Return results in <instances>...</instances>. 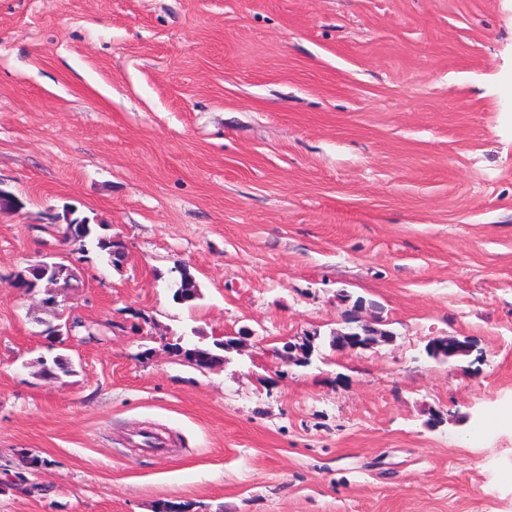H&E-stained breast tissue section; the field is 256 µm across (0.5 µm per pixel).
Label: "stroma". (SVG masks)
I'll return each mask as SVG.
<instances>
[{
	"label": "stroma",
	"instance_id": "stroma-1",
	"mask_svg": "<svg viewBox=\"0 0 512 512\" xmlns=\"http://www.w3.org/2000/svg\"><path fill=\"white\" fill-rule=\"evenodd\" d=\"M0 188V512H512V0H0ZM76 210L73 207L67 206L63 208L62 215L58 216V219H62L67 226V236L71 239L79 238L83 232V224H88L86 227V234L81 239H76L81 246V250L85 251V247L88 243L93 245L99 255L106 260L107 263L115 268L120 267L126 260V253L123 246L112 239V236H108L99 233L97 229L92 225H97L98 228L103 229L104 225L101 224H90L88 217L75 216ZM32 267H36V272L32 273V276L37 281V284L42 281H45L48 284H51L55 287L66 288L71 285V280H76L77 278L74 269L70 266H68L69 271L57 279L55 276V269L48 264L40 265L38 263ZM61 281L63 282V284H61ZM175 286L173 298L178 303H190L201 296L198 284L189 269L180 273V279L176 282ZM363 302L357 301L353 308L346 314L344 323L346 332H336L333 345L337 351L353 352L359 349H367L379 343H390L393 334L375 326V323L362 320L360 313ZM472 351V343L468 337L444 336L432 338L426 347V353L436 361L452 360L459 362Z\"/></svg>",
	"mask_w": 512,
	"mask_h": 512
}]
</instances>
